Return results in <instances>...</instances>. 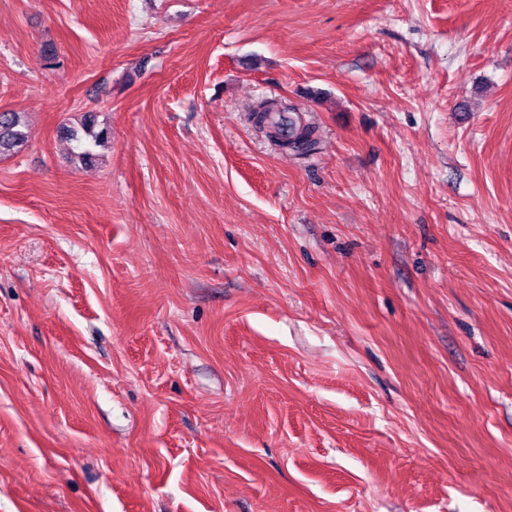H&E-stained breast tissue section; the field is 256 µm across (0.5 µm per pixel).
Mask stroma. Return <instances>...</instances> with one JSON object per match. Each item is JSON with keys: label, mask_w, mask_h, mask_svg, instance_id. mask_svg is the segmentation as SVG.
<instances>
[{"label": "stroma", "mask_w": 512, "mask_h": 512, "mask_svg": "<svg viewBox=\"0 0 512 512\" xmlns=\"http://www.w3.org/2000/svg\"><path fill=\"white\" fill-rule=\"evenodd\" d=\"M4 111L0 512H512V0H0ZM263 113L262 120L272 130V137L280 144V140H288L292 144L290 149L309 150L315 143L314 130L308 124H304L300 132H296L294 120L286 116L285 112H292L289 109L269 103L260 108ZM27 138V132L16 112H0V154L13 151Z\"/></svg>", "instance_id": "stroma-1"}]
</instances>
